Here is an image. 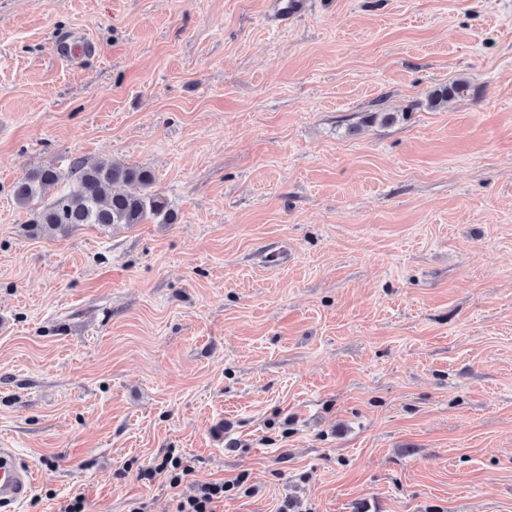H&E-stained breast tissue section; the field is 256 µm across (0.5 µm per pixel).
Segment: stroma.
<instances>
[{"label":"stroma","instance_id":"35a3bbf8","mask_svg":"<svg viewBox=\"0 0 512 512\" xmlns=\"http://www.w3.org/2000/svg\"><path fill=\"white\" fill-rule=\"evenodd\" d=\"M303 2L0 0L21 512H172L170 450L217 512H512V0ZM74 158L174 223L27 233L15 181ZM469 89V84L464 81L449 83L433 90L429 96L428 105L432 109H438L447 105L449 101L464 96Z\"/></svg>","mask_w":512,"mask_h":512}]
</instances>
